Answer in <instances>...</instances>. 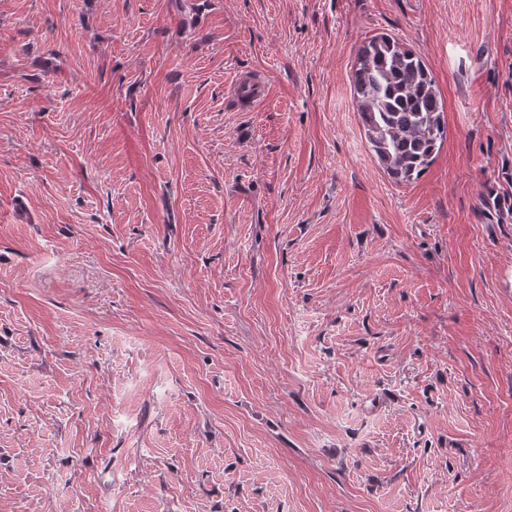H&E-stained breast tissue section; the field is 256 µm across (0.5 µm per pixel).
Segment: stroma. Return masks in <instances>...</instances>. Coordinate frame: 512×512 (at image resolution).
<instances>
[{
	"label": "stroma",
	"mask_w": 512,
	"mask_h": 512,
	"mask_svg": "<svg viewBox=\"0 0 512 512\" xmlns=\"http://www.w3.org/2000/svg\"><path fill=\"white\" fill-rule=\"evenodd\" d=\"M380 33L444 104L408 185ZM489 185L512 0H0V512H512ZM352 73L365 137L396 184L418 180L443 141V105L425 62L389 34L363 41Z\"/></svg>",
	"instance_id": "stroma-1"
}]
</instances>
